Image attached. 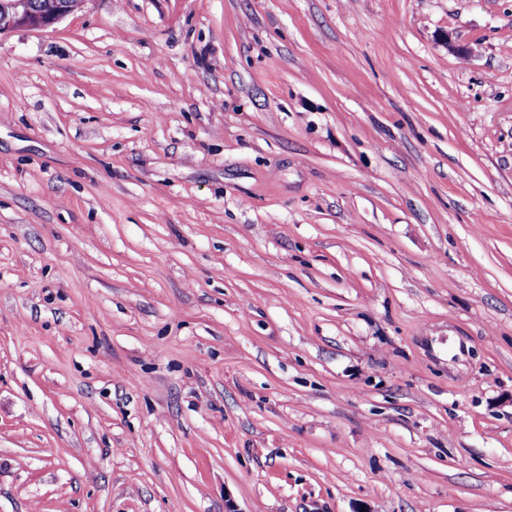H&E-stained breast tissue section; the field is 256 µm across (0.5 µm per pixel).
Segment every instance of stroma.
I'll use <instances>...</instances> for the list:
<instances>
[{
	"mask_svg": "<svg viewBox=\"0 0 512 512\" xmlns=\"http://www.w3.org/2000/svg\"><path fill=\"white\" fill-rule=\"evenodd\" d=\"M0 512H512V0L0 35Z\"/></svg>",
	"mask_w": 512,
	"mask_h": 512,
	"instance_id": "35a3bbf8",
	"label": "stroma"
}]
</instances>
